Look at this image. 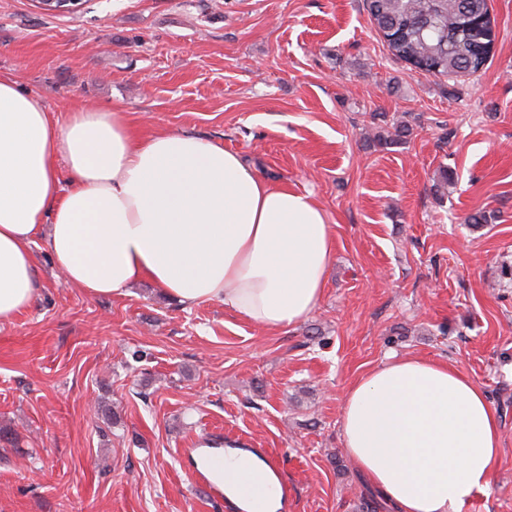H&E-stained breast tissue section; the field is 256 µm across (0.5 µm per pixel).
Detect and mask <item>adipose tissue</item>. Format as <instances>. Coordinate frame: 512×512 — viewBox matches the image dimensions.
<instances>
[{"label":"adipose tissue","mask_w":512,"mask_h":512,"mask_svg":"<svg viewBox=\"0 0 512 512\" xmlns=\"http://www.w3.org/2000/svg\"><path fill=\"white\" fill-rule=\"evenodd\" d=\"M41 238L65 280L90 294L147 279L182 305L218 303L272 331L319 305L334 254L314 199L262 179L238 153L180 132L138 136L118 110L78 107L56 126L41 99L0 74V320L34 300ZM340 434L394 512H461L501 451L483 389L448 363L410 356L348 387ZM244 475L262 490L246 512H281L278 470L227 450V498Z\"/></svg>","instance_id":"obj_1"}]
</instances>
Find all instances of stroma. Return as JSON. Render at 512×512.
Here are the masks:
<instances>
[{
    "label": "stroma",
    "mask_w": 512,
    "mask_h": 512,
    "mask_svg": "<svg viewBox=\"0 0 512 512\" xmlns=\"http://www.w3.org/2000/svg\"><path fill=\"white\" fill-rule=\"evenodd\" d=\"M490 13L485 68L451 80L394 57L363 0H0V72L53 119L119 107L137 135L220 143L312 194L335 242L320 304L279 332L148 281L91 295L37 243L36 296L0 322V512H225L189 459L207 441L272 452L283 512H392L339 418L393 355L484 390L500 461L463 512H512V0ZM400 122L406 143L370 141Z\"/></svg>",
    "instance_id": "obj_1"
}]
</instances>
